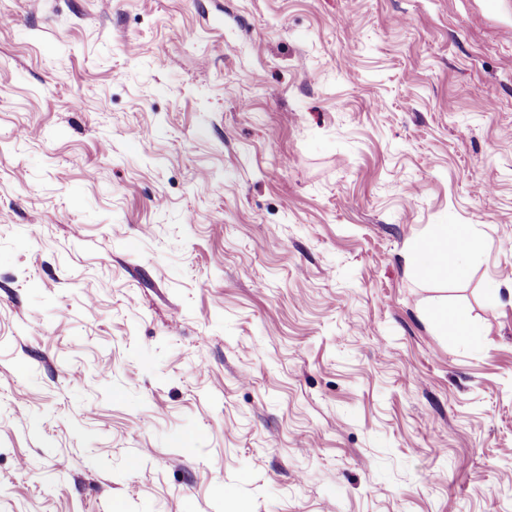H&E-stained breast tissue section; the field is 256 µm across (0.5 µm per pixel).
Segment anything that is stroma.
<instances>
[{
    "mask_svg": "<svg viewBox=\"0 0 512 512\" xmlns=\"http://www.w3.org/2000/svg\"><path fill=\"white\" fill-rule=\"evenodd\" d=\"M0 512H512V0H0ZM479 246L469 224H437L427 237L409 242L402 259L407 271L461 279L476 265ZM422 317L437 336H473L474 331L465 308L448 307L447 298L430 301L422 309Z\"/></svg>",
    "mask_w": 512,
    "mask_h": 512,
    "instance_id": "1",
    "label": "stroma"
}]
</instances>
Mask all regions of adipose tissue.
Here are the masks:
<instances>
[{"label":"adipose tissue","mask_w":512,"mask_h":512,"mask_svg":"<svg viewBox=\"0 0 512 512\" xmlns=\"http://www.w3.org/2000/svg\"><path fill=\"white\" fill-rule=\"evenodd\" d=\"M478 256L479 247L470 225L438 224L427 237L409 242L402 259L407 271H424L448 280L465 277ZM422 316L436 335L465 337L473 333L467 310L449 306L447 299L427 303Z\"/></svg>","instance_id":"ef3b65f1"}]
</instances>
